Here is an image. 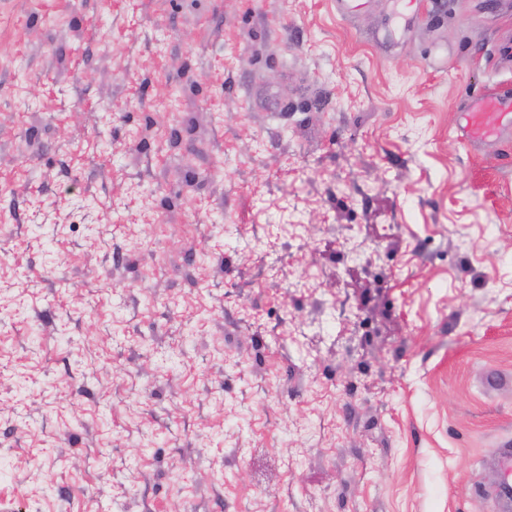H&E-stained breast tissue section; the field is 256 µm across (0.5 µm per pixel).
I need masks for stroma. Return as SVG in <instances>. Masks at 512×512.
I'll list each match as a JSON object with an SVG mask.
<instances>
[{"mask_svg": "<svg viewBox=\"0 0 512 512\" xmlns=\"http://www.w3.org/2000/svg\"><path fill=\"white\" fill-rule=\"evenodd\" d=\"M0 0L8 512H492L512 0ZM512 131V90L469 96L460 115L457 140L473 147Z\"/></svg>", "mask_w": 512, "mask_h": 512, "instance_id": "stroma-1", "label": "stroma"}]
</instances>
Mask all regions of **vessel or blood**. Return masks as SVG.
<instances>
[{
	"mask_svg": "<svg viewBox=\"0 0 512 512\" xmlns=\"http://www.w3.org/2000/svg\"><path fill=\"white\" fill-rule=\"evenodd\" d=\"M512 131V90L469 97L460 115L457 139L473 147Z\"/></svg>",
	"mask_w": 512,
	"mask_h": 512,
	"instance_id": "obj_1",
	"label": "vessel or blood"
}]
</instances>
